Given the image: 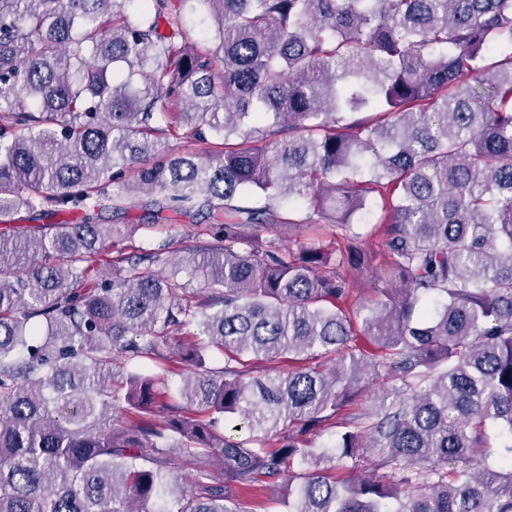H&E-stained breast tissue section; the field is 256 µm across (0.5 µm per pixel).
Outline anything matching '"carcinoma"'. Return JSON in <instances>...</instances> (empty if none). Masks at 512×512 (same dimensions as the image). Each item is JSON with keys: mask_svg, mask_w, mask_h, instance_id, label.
Here are the masks:
<instances>
[{"mask_svg": "<svg viewBox=\"0 0 512 512\" xmlns=\"http://www.w3.org/2000/svg\"><path fill=\"white\" fill-rule=\"evenodd\" d=\"M141 2L133 24L129 0H0V224L28 220L0 232V512H249L239 491L283 477L288 512H512V442L481 452L512 438V0ZM180 129L210 150L169 149ZM281 200L345 231L381 208L383 357L349 345L344 254L260 236L295 223ZM140 203L208 220L182 259L200 287L152 270L166 244L88 282L139 229L103 212ZM278 355L299 367L243 360ZM369 365L394 399L304 447ZM120 392L138 422L107 427ZM368 453L383 473L336 479Z\"/></svg>", "mask_w": 512, "mask_h": 512, "instance_id": "obj_1", "label": "carcinoma"}]
</instances>
